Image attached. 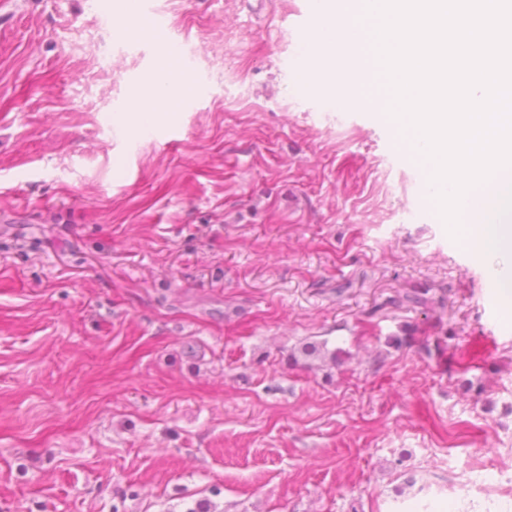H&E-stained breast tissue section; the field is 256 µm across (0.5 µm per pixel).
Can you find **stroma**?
I'll return each instance as SVG.
<instances>
[{
	"mask_svg": "<svg viewBox=\"0 0 512 512\" xmlns=\"http://www.w3.org/2000/svg\"><path fill=\"white\" fill-rule=\"evenodd\" d=\"M97 3L0 0V512H512L443 479L512 466V319L397 130L301 88L313 0ZM177 71L171 67L157 70L148 87L139 95L129 111L128 125L147 128L157 123L168 103L176 97L184 82L176 79Z\"/></svg>",
	"mask_w": 512,
	"mask_h": 512,
	"instance_id": "35a3bbf8",
	"label": "stroma"
}]
</instances>
